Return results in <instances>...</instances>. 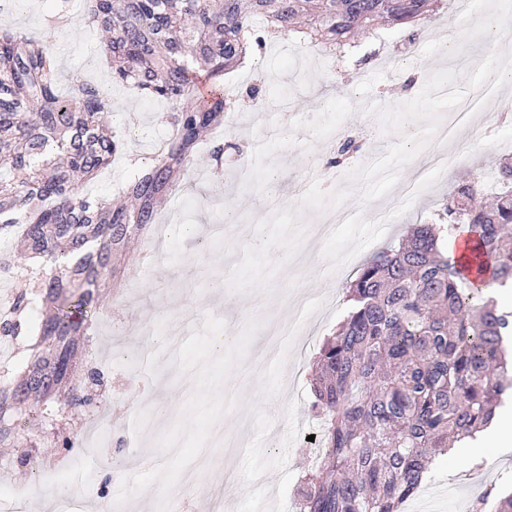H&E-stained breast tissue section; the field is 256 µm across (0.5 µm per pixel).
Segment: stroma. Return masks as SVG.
Instances as JSON below:
<instances>
[{"mask_svg":"<svg viewBox=\"0 0 512 512\" xmlns=\"http://www.w3.org/2000/svg\"><path fill=\"white\" fill-rule=\"evenodd\" d=\"M50 9V0H24L0 14V29L55 41L67 94L73 74L97 80L108 59L85 0H70L61 30L49 27ZM446 23L452 39L442 52L432 35ZM507 51L512 0H475L455 20L441 8L412 28L380 24L343 57L304 51L292 34L225 74L241 98L225 127L202 138L154 224L115 256L117 277L99 289L97 317L79 339L78 371L103 373L102 412L84 425L31 411L21 441L0 448V494L52 508L73 500L76 512H302L305 475L323 458L309 378L346 315L343 289L409 225L430 221L476 166L512 159V125L498 115L491 129L466 127L462 161L447 172L433 171L430 151L437 127L479 85L497 82L512 99V73L472 65ZM259 79L267 99L289 96L288 111L255 110L245 90ZM108 94L123 151L87 191L116 201L154 163L168 131L165 103L120 85ZM349 131L369 132L368 155L327 166L332 140ZM261 136L268 149L258 156L248 146ZM216 140L224 143L219 177L210 156ZM379 208L388 223L376 224ZM334 209L354 211L355 223L337 225L333 238L313 237L311 227ZM286 316L300 331L283 346L286 361L260 364L268 323ZM164 320L182 328L173 356L152 332ZM123 355L142 358V369L122 371ZM103 427L112 441L95 450L51 444L58 432L80 440ZM510 478L512 448L491 451L474 479L457 472L455 458L440 457L404 512H469Z\"/></svg>","mask_w":512,"mask_h":512,"instance_id":"stroma-1","label":"stroma"}]
</instances>
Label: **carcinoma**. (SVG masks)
<instances>
[{"mask_svg": "<svg viewBox=\"0 0 512 512\" xmlns=\"http://www.w3.org/2000/svg\"><path fill=\"white\" fill-rule=\"evenodd\" d=\"M440 0H87L86 20L109 33V65L97 82L71 77L57 90L52 44L0 31V240L18 237L37 263L17 269L0 335L37 324L36 355L21 375L0 366V447H12L30 402L76 409L88 396L71 385L78 339L96 313L97 289L112 282L114 252L154 223L174 174L192 167L201 132L224 123L236 96L224 74L272 39L296 30L329 51L354 44L383 19L413 25ZM204 76L212 91L198 92ZM126 85L164 100L170 135L156 164L128 187L131 207L77 191L112 164L121 140L104 122L105 87ZM453 189L438 222L415 224L396 250L366 261L346 287V318L321 349L312 410L327 424L324 457L301 491L304 512H400L433 457L486 426L512 391L505 343L512 308L492 288H512V164ZM467 229L471 253L448 259V237ZM512 512V493L489 489L472 506Z\"/></svg>", "mask_w": 512, "mask_h": 512, "instance_id": "obj_1", "label": "carcinoma"}]
</instances>
